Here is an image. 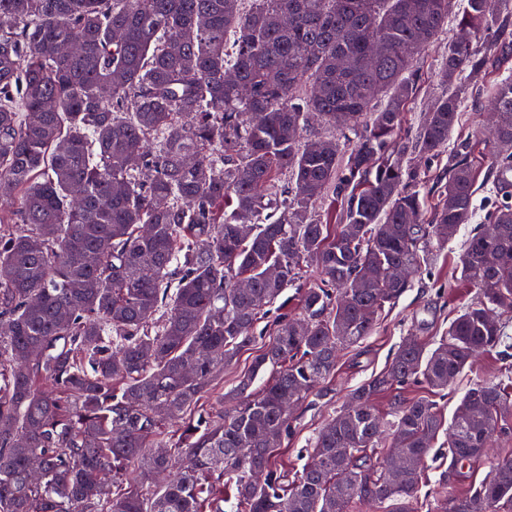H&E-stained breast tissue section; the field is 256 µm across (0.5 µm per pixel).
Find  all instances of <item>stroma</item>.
Masks as SVG:
<instances>
[{
    "instance_id": "1",
    "label": "stroma",
    "mask_w": 512,
    "mask_h": 512,
    "mask_svg": "<svg viewBox=\"0 0 512 512\" xmlns=\"http://www.w3.org/2000/svg\"><path fill=\"white\" fill-rule=\"evenodd\" d=\"M455 34V26H448L445 36L431 45L424 56V80L410 107L413 123H420L433 101L444 92L436 72L447 52L448 39ZM468 234V229H461L456 239L417 276L414 288L385 313L376 333L342 354L336 375L327 386V397L313 400L300 409L296 430L280 450V458L287 463L289 471L301 468L305 450L325 420L348 394L385 368L403 336L411 333L429 340L441 335L458 308L474 299V289L460 282L457 272L459 255ZM511 368L512 353L505 356L492 353L481 357L449 387L444 402L446 414H453L472 383L503 380Z\"/></svg>"
}]
</instances>
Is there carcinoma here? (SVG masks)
<instances>
[{
    "instance_id": "carcinoma-1",
    "label": "carcinoma",
    "mask_w": 512,
    "mask_h": 512,
    "mask_svg": "<svg viewBox=\"0 0 512 512\" xmlns=\"http://www.w3.org/2000/svg\"><path fill=\"white\" fill-rule=\"evenodd\" d=\"M447 25L448 0H0V185L13 193L0 203V512H224L226 489L235 512H418L443 430L448 472L467 476L512 421L501 382L473 383L449 421L440 404L506 345L486 313L512 308V76L493 70L512 54V0H466L446 92L412 127L420 62ZM469 99L505 117L483 175L491 228L471 230L458 261L476 298L433 342L403 337L290 480L276 451L295 409L326 395L339 353L414 286L391 268L419 274L474 220L481 163L456 134ZM311 114L354 140L306 134ZM445 153L429 207L395 156ZM328 194L334 226L318 214ZM258 336L251 367L205 402ZM411 385L423 394L379 412ZM494 467L495 483L463 494L440 478L431 512L474 498L512 512V456Z\"/></svg>"
}]
</instances>
